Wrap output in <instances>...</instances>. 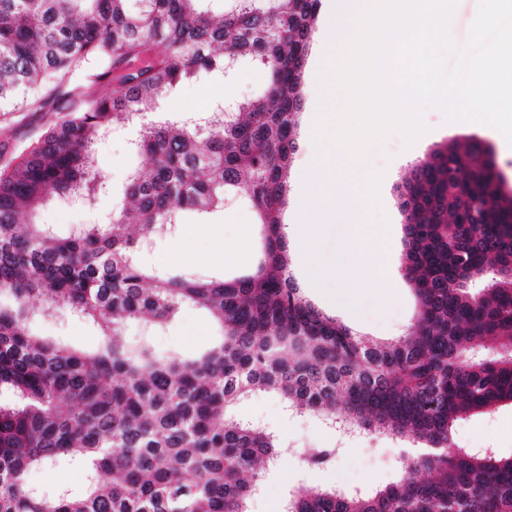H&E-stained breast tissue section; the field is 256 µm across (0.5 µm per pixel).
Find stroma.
<instances>
[{
	"instance_id": "35a3bbf8",
	"label": "stroma",
	"mask_w": 512,
	"mask_h": 512,
	"mask_svg": "<svg viewBox=\"0 0 512 512\" xmlns=\"http://www.w3.org/2000/svg\"><path fill=\"white\" fill-rule=\"evenodd\" d=\"M321 35L313 33L303 74L304 106L297 116L295 151L289 168L286 202L281 210L282 223L293 221L295 192L310 156L316 147L304 137L309 114L315 105L329 107L330 97L326 86L316 77L317 54ZM265 74L261 68L243 63L227 74H215L204 79L190 77L180 81L167 98L164 109L172 115L210 111L213 102L226 97L235 101L254 98L262 89ZM56 121L52 112H14L0 115V163L17 155L19 150L38 137ZM426 121L430 127L421 137L414 154H407L399 136H391L383 149L371 150L367 156L369 169H381L385 180L381 201L383 215L367 216L358 210L352 220H337L328 225L321 243L317 262L328 267L342 263L348 256V246L357 225L380 223L388 219L387 233L378 234L372 244L361 251L362 261L381 259L387 285L383 288L364 289L354 307H345L335 300L337 285L324 283L312 288L298 265L290 271L296 288L315 307L336 318L354 332L375 340L397 339L410 325L415 316L416 300L412 285L402 275L404 253V217L399 207L395 188L411 168L414 158L424 157L436 144L450 139H477L490 147L499 170L512 189V146L494 128L476 123H444L438 110H429ZM135 133L134 125L117 126L109 135L94 146V153L101 170L111 186L108 194L88 205L77 199H65L53 203L38 216L41 223L55 225L60 234H67L76 224H104L125 205L123 188L128 175L141 164V157L132 153L130 141ZM252 208L244 201L233 198L225 201L224 210L205 218L192 213L183 218V226L202 222L226 242H233L236 227L255 223ZM170 241L157 239L153 250L145 260L151 265L171 273H191L201 277L230 275L250 268V261H227L214 264L206 261L195 263L169 260ZM37 331L44 336L61 339L84 350L93 349L99 342L97 328L88 320L73 316L68 310L58 311L55 317L38 321ZM216 335L210 320L200 311L188 307L163 331L153 333L152 342L160 350L176 353H195L206 349ZM236 412L244 419L269 426L285 438L289 447L296 451L321 448L336 440L335 433L326 428L315 416L288 415L276 396L262 394L241 402ZM512 406L507 405L488 415L475 416L458 421L453 428L455 441L468 448H494L504 456L512 455ZM408 444L377 433H358L347 440L343 452L328 469L309 474L310 482L345 489H367L390 482L410 458ZM299 475L293 461H286L270 475L255 496L252 512H279L281 501Z\"/></svg>"
}]
</instances>
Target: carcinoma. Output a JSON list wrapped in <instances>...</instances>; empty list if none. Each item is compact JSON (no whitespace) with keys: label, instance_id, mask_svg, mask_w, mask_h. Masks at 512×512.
Masks as SVG:
<instances>
[{"label":"carcinoma","instance_id":"cac0c4a2","mask_svg":"<svg viewBox=\"0 0 512 512\" xmlns=\"http://www.w3.org/2000/svg\"><path fill=\"white\" fill-rule=\"evenodd\" d=\"M0 0V112H66L0 167V512H251L288 446L235 409L260 393L326 424L420 443L373 489L298 481L281 512H512V456L453 438L466 418L512 405V192L483 143L450 140L402 184V271L415 324L373 342L294 286L280 206L319 0ZM230 50L260 66L261 96L204 122L155 119L184 78L222 72ZM112 92L104 93V88ZM117 120L146 156L124 186L136 214L59 237L52 203L107 190L93 147ZM245 198L260 226L252 272L200 279L137 257L189 212ZM192 306L218 331L205 351L158 350L127 328L165 329ZM68 309L99 329L86 352L34 332ZM497 352L476 358L468 348ZM339 449L309 448L298 469ZM81 465L79 492L29 481Z\"/></svg>","mask_w":512,"mask_h":512}]
</instances>
